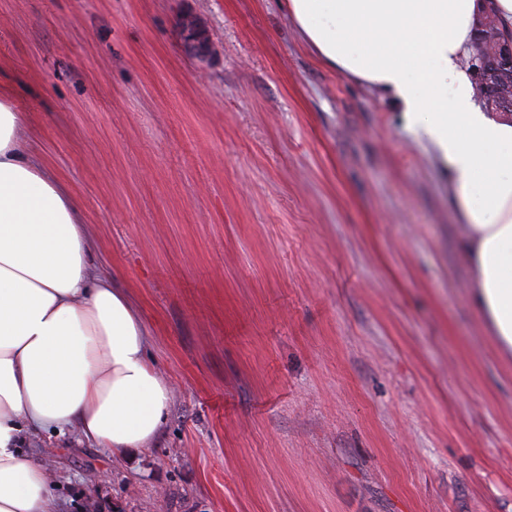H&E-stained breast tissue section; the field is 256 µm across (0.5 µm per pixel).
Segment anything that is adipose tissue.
<instances>
[{"label": "adipose tissue", "mask_w": 512, "mask_h": 512, "mask_svg": "<svg viewBox=\"0 0 512 512\" xmlns=\"http://www.w3.org/2000/svg\"><path fill=\"white\" fill-rule=\"evenodd\" d=\"M488 5L512 35V0H285L318 60L389 98L447 163L471 301L510 353L512 114L472 102L467 64ZM26 125L0 96V512H57L53 478L21 454L25 436L72 430L119 456L146 449L172 389Z\"/></svg>", "instance_id": "adipose-tissue-1"}]
</instances>
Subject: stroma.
Wrapping results in <instances>:
<instances>
[{"instance_id": "35a3bbf8", "label": "stroma", "mask_w": 512, "mask_h": 512, "mask_svg": "<svg viewBox=\"0 0 512 512\" xmlns=\"http://www.w3.org/2000/svg\"><path fill=\"white\" fill-rule=\"evenodd\" d=\"M0 92L173 390L145 451L27 437L60 512H512V354L448 173L282 0H0ZM179 32L185 54L202 64L207 63L213 50L204 23L186 13L179 20Z\"/></svg>"}]
</instances>
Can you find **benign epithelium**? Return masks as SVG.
Returning a JSON list of instances; mask_svg holds the SVG:
<instances>
[{"instance_id": "1", "label": "benign epithelium", "mask_w": 512, "mask_h": 512, "mask_svg": "<svg viewBox=\"0 0 512 512\" xmlns=\"http://www.w3.org/2000/svg\"><path fill=\"white\" fill-rule=\"evenodd\" d=\"M179 32L185 54L202 64L206 63L212 55V46L204 23L186 13L179 20ZM492 62L506 68L512 66V39L504 37L495 15L489 12L481 21L468 63L475 74L477 98L490 111L500 112L502 108L496 103L504 98L512 100V83L491 89L483 87V73Z\"/></svg>"}]
</instances>
